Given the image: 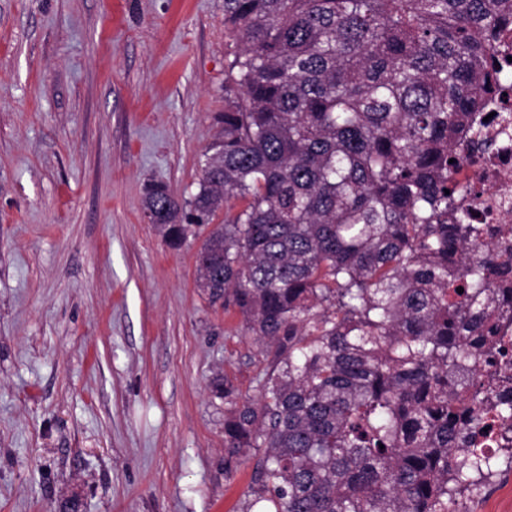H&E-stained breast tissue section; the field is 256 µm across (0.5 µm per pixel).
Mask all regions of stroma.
I'll use <instances>...</instances> for the list:
<instances>
[{"mask_svg": "<svg viewBox=\"0 0 512 512\" xmlns=\"http://www.w3.org/2000/svg\"><path fill=\"white\" fill-rule=\"evenodd\" d=\"M228 42L224 0H0V512H250L212 381L272 352L142 207L197 192Z\"/></svg>", "mask_w": 512, "mask_h": 512, "instance_id": "1", "label": "stroma"}]
</instances>
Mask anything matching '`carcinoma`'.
Masks as SVG:
<instances>
[{
    "label": "carcinoma",
    "mask_w": 512,
    "mask_h": 512,
    "mask_svg": "<svg viewBox=\"0 0 512 512\" xmlns=\"http://www.w3.org/2000/svg\"><path fill=\"white\" fill-rule=\"evenodd\" d=\"M511 20L512 0H224L198 192L154 184L143 209L171 248L204 236L198 288L274 349L258 399L212 383L224 468L265 448L267 512H460L512 470V238L470 223L455 178L512 85ZM490 413L498 457L469 447Z\"/></svg>",
    "instance_id": "1"
}]
</instances>
